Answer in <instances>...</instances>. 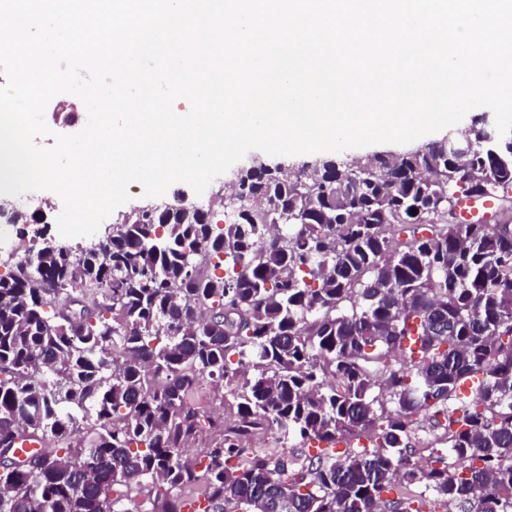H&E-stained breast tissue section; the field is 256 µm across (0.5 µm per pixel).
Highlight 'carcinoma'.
Masks as SVG:
<instances>
[{"instance_id":"1","label":"carcinoma","mask_w":512,"mask_h":512,"mask_svg":"<svg viewBox=\"0 0 512 512\" xmlns=\"http://www.w3.org/2000/svg\"><path fill=\"white\" fill-rule=\"evenodd\" d=\"M469 139L30 244L0 449L43 451L0 463V512H512V224L431 223L512 189V140Z\"/></svg>"}]
</instances>
